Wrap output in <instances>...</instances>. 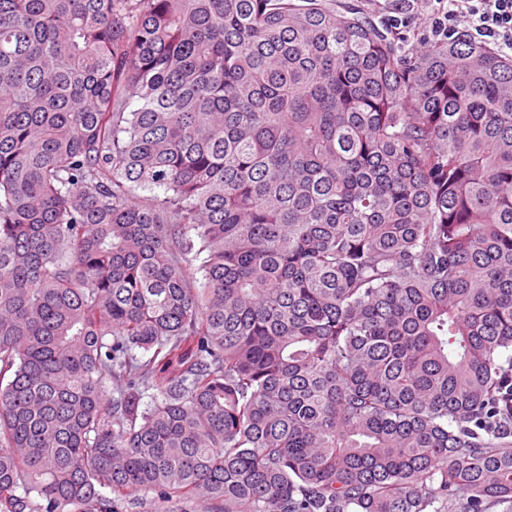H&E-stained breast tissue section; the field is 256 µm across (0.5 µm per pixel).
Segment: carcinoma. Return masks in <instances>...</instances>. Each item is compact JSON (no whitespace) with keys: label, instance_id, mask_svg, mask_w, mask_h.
<instances>
[{"label":"carcinoma","instance_id":"carcinoma-1","mask_svg":"<svg viewBox=\"0 0 512 512\" xmlns=\"http://www.w3.org/2000/svg\"><path fill=\"white\" fill-rule=\"evenodd\" d=\"M139 492L512 507V62L329 0H0V512Z\"/></svg>","mask_w":512,"mask_h":512}]
</instances>
